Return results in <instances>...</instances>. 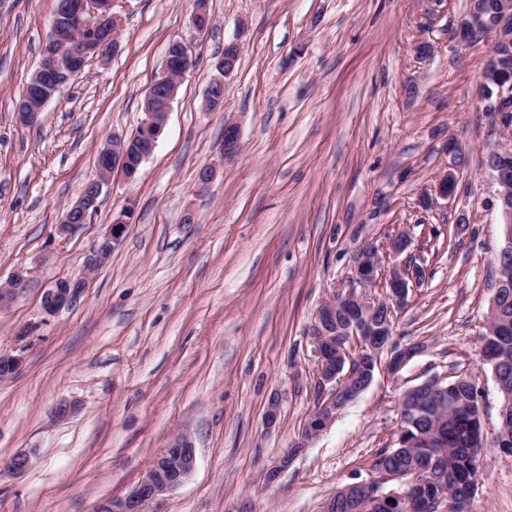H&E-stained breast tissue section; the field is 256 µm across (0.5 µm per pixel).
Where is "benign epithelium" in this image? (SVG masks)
<instances>
[{
  "mask_svg": "<svg viewBox=\"0 0 512 512\" xmlns=\"http://www.w3.org/2000/svg\"><path fill=\"white\" fill-rule=\"evenodd\" d=\"M113 0H59L53 20V32L46 43L43 58L30 85L34 93L26 95L18 106V117L24 125H31L53 97L71 79L83 70L91 58H105L117 50L121 18L112 11ZM75 30L83 37L69 41L64 33ZM493 35L496 49L491 51L487 68L500 73L512 70L504 49L512 46V0H498L490 17L475 11L468 15L461 26L459 38L463 42H474L481 33ZM180 70L185 75L192 69L189 51L183 56L166 54L164 66L147 90L146 108L141 126L154 130L148 147L133 153L129 151L135 135H114L99 150L98 157H112V169L99 167L96 182L97 194H102L112 183L116 174L128 180L133 179L142 163L152 154L158 137L162 134L176 98L181 81L171 78V71ZM231 60L224 59V67L215 68L206 89L210 98L224 89V79L231 75ZM484 110L494 119L500 145L488 153L486 167L495 184V200L507 228V237L502 250H512V169L509 160L512 151L501 147L512 142V83H501L496 98L488 102ZM239 147L238 126L227 123L224 126V156L235 155ZM455 175L445 173L436 187L438 197L446 200L454 195ZM96 199L85 195L66 207L60 224L55 226L56 235L63 238L72 233L76 224L74 216L87 219L96 211ZM128 218L118 215L109 230L99 240L94 259L88 266L92 270L104 264L121 240ZM410 246L403 235L393 237L385 253L368 244L358 253L350 284L347 288L333 290L328 301L320 304L312 332V348L315 362L324 369L319 377L323 396L318 412L313 414L307 425V434L316 435L326 429L336 415L365 390L350 378L339 377L340 366L347 350L336 346L334 336L342 334L356 339L362 357L366 358L371 371H376L387 354L388 369L399 370L418 350L412 348L395 349L392 341L393 325L390 322L379 324L375 316L379 309H387L389 314L399 311L408 300L409 290L422 283V269L400 259ZM387 266L380 298H364L356 293L355 285H372L382 266ZM11 287L0 290V310L8 307L17 292V286L27 283L23 272L14 273L9 279ZM88 288V277L61 278L52 288L46 290L42 298V311L47 317L71 306ZM446 390L444 379L435 377L408 388L403 399L413 405ZM500 416L502 428L495 439L501 444L500 451L512 454V446L505 443L509 438L507 422L512 416V397L504 395ZM196 465L195 448L186 436L177 437L173 443L161 449L152 459L140 482L124 497L114 498L100 505L98 512H146L148 505L159 497L179 487L193 472ZM388 482L396 483L385 490ZM475 491L470 484L454 496L448 495V484L435 483L427 468L416 467L407 474L379 475L373 479L361 480L345 485L336 491L326 504L324 512H336V500L349 496H359L369 505L377 501H388L398 512H448L449 509L465 504Z\"/></svg>",
  "mask_w": 512,
  "mask_h": 512,
  "instance_id": "1",
  "label": "benign epithelium"
}]
</instances>
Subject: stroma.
Masks as SVG:
<instances>
[{"label": "stroma", "instance_id": "stroma-1", "mask_svg": "<svg viewBox=\"0 0 512 512\" xmlns=\"http://www.w3.org/2000/svg\"><path fill=\"white\" fill-rule=\"evenodd\" d=\"M207 3L201 34L194 0H114L119 51L89 60L25 126L17 106L57 0H0V283L28 274L0 311V355L23 358L0 379V512H97L179 435L194 444L196 467L148 512H323L337 489L372 476L375 454L397 443L403 391L432 377L468 376L485 435L498 429L501 400L479 352L506 227L486 168L498 135L480 106L493 39H457L469 0ZM174 41L194 67L154 152L134 181L113 179L87 223L54 238L96 176L98 146L140 126ZM233 42L224 105L205 110L208 79ZM425 42L433 55H418ZM228 122L240 130L230 162ZM209 164L217 173L196 195ZM449 170L453 197L424 206ZM128 207L120 243L89 270ZM401 232L426 277L393 338L421 350L397 373L377 370L327 430L304 439L317 403V308L346 285L361 247ZM83 275V296L43 322L44 290ZM28 324L34 335L16 340ZM63 404L73 410L62 417ZM19 453L31 463L16 474L8 464ZM468 512H512V455L482 450Z\"/></svg>", "mask_w": 512, "mask_h": 512}]
</instances>
